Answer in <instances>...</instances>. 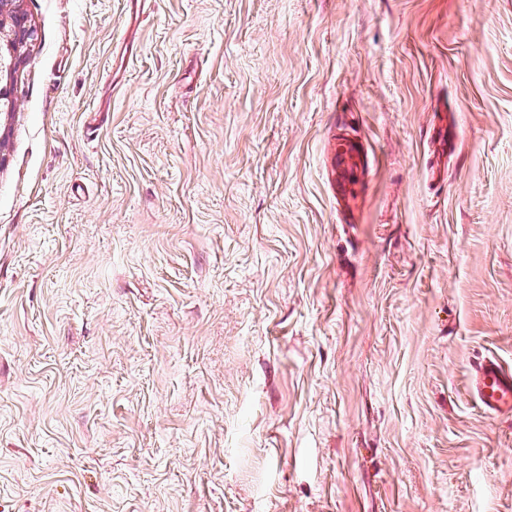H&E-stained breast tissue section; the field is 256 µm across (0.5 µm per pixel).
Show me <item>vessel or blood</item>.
<instances>
[{
  "label": "vessel or blood",
  "mask_w": 512,
  "mask_h": 512,
  "mask_svg": "<svg viewBox=\"0 0 512 512\" xmlns=\"http://www.w3.org/2000/svg\"><path fill=\"white\" fill-rule=\"evenodd\" d=\"M471 390L485 413L512 415V369L497 359L487 357L473 365Z\"/></svg>",
  "instance_id": "1"
}]
</instances>
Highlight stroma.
<instances>
[{
    "mask_svg": "<svg viewBox=\"0 0 512 512\" xmlns=\"http://www.w3.org/2000/svg\"><path fill=\"white\" fill-rule=\"evenodd\" d=\"M19 10L0 512H512V0ZM471 390L485 413L512 415V370L497 359L485 357L472 366Z\"/></svg>",
    "mask_w": 512,
    "mask_h": 512,
    "instance_id": "stroma-1",
    "label": "stroma"
}]
</instances>
